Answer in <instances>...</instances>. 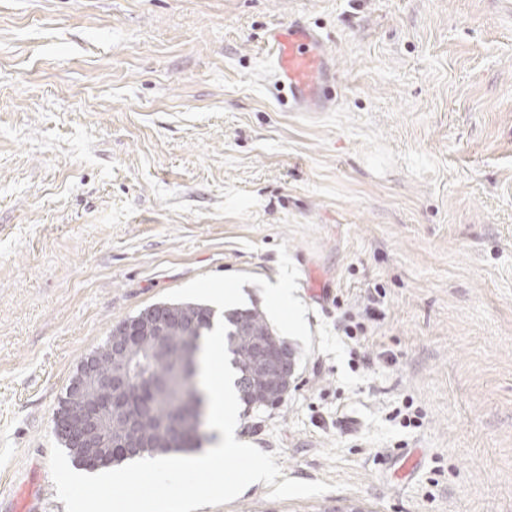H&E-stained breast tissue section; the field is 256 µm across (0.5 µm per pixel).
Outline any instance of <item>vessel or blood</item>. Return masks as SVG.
<instances>
[{"label": "vessel or blood", "mask_w": 512, "mask_h": 512, "mask_svg": "<svg viewBox=\"0 0 512 512\" xmlns=\"http://www.w3.org/2000/svg\"><path fill=\"white\" fill-rule=\"evenodd\" d=\"M267 46L275 82L287 92L291 111H328L334 101L332 52L323 35L295 20L270 31Z\"/></svg>", "instance_id": "vessel-or-blood-1"}]
</instances>
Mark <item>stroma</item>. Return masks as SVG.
Returning <instances> with one entry per match:
<instances>
[{"mask_svg":"<svg viewBox=\"0 0 512 512\" xmlns=\"http://www.w3.org/2000/svg\"><path fill=\"white\" fill-rule=\"evenodd\" d=\"M296 19L318 115L269 72ZM285 269L295 380L236 436L332 489L197 512H512V0H0L1 503L65 512L54 416L119 321ZM267 54L276 84L293 112H327L334 101L332 52L323 35L301 20L270 31Z\"/></svg>","mask_w":512,"mask_h":512,"instance_id":"stroma-1","label":"stroma"}]
</instances>
